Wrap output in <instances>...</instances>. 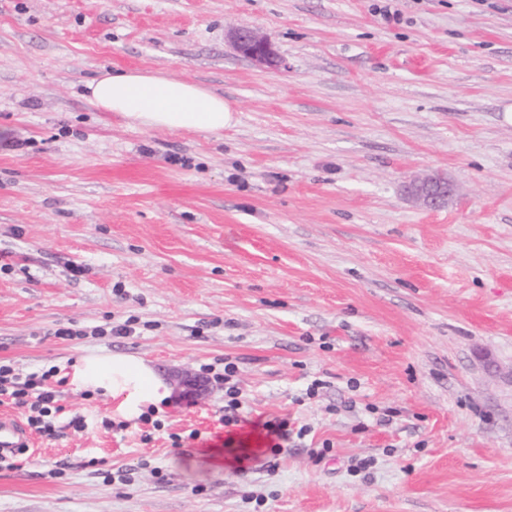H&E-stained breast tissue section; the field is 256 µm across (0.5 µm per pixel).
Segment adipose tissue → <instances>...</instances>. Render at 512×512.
<instances>
[{
  "instance_id": "1",
  "label": "adipose tissue",
  "mask_w": 512,
  "mask_h": 512,
  "mask_svg": "<svg viewBox=\"0 0 512 512\" xmlns=\"http://www.w3.org/2000/svg\"><path fill=\"white\" fill-rule=\"evenodd\" d=\"M85 96L100 110L117 113L143 130L218 133L236 122V109L224 97L197 83L148 71L103 72L87 83ZM73 380L119 398L117 411L126 419L171 397L169 385L151 365L126 354L85 359L75 366Z\"/></svg>"
}]
</instances>
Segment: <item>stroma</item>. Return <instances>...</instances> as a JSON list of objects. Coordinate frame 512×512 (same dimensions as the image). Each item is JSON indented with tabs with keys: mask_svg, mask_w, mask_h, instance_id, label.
Here are the masks:
<instances>
[{
	"mask_svg": "<svg viewBox=\"0 0 512 512\" xmlns=\"http://www.w3.org/2000/svg\"><path fill=\"white\" fill-rule=\"evenodd\" d=\"M106 68L237 121L134 128L83 96ZM510 106L512 0H0V361L229 359L247 417L210 382L109 429L115 401L63 383L0 512H512ZM421 174L455 185L443 208L405 194ZM275 416L309 432L272 457ZM233 43L237 51L260 65L269 69H277L281 65L280 57L269 43L248 26L234 31Z\"/></svg>",
	"mask_w": 512,
	"mask_h": 512,
	"instance_id": "35a3bbf8",
	"label": "stroma"
}]
</instances>
